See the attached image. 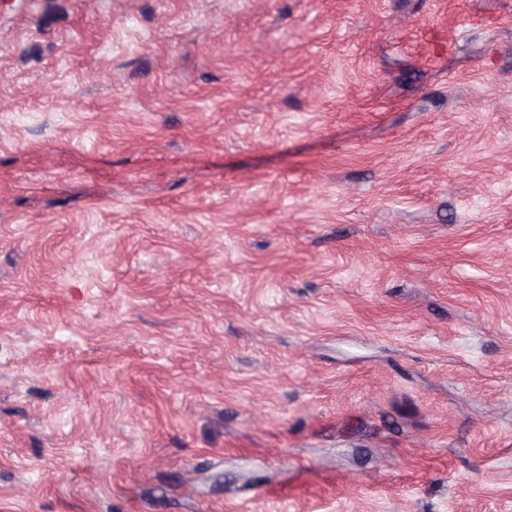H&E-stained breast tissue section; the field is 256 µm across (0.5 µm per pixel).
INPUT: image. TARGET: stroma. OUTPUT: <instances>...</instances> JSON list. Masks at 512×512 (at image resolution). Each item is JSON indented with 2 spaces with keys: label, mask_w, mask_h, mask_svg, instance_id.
I'll use <instances>...</instances> for the list:
<instances>
[{
  "label": "stroma",
  "mask_w": 512,
  "mask_h": 512,
  "mask_svg": "<svg viewBox=\"0 0 512 512\" xmlns=\"http://www.w3.org/2000/svg\"><path fill=\"white\" fill-rule=\"evenodd\" d=\"M0 512H512V0H0Z\"/></svg>",
  "instance_id": "obj_1"
}]
</instances>
